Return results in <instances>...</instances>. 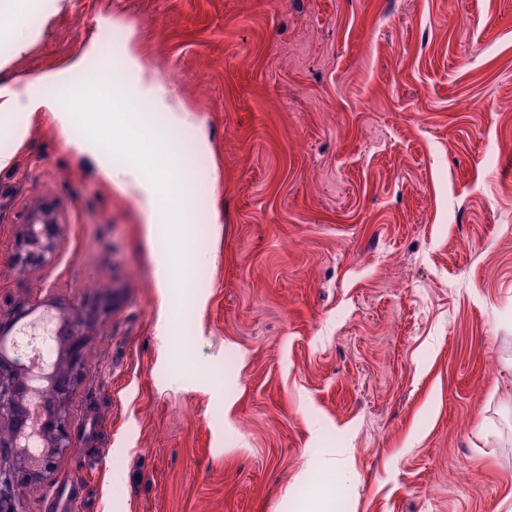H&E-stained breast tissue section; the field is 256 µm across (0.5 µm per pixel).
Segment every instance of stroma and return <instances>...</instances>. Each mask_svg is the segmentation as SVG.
I'll return each mask as SVG.
<instances>
[{
    "mask_svg": "<svg viewBox=\"0 0 512 512\" xmlns=\"http://www.w3.org/2000/svg\"><path fill=\"white\" fill-rule=\"evenodd\" d=\"M118 29L196 117L176 171L205 213L148 236L67 147L104 126L126 160L104 55L56 90L70 132L35 114L0 168V310L117 299L27 512H512V0H0V84ZM41 201L60 248L21 272ZM62 224L55 203L41 202L21 224L7 261L19 270L43 268L54 262L60 246Z\"/></svg>",
    "mask_w": 512,
    "mask_h": 512,
    "instance_id": "1",
    "label": "stroma"
}]
</instances>
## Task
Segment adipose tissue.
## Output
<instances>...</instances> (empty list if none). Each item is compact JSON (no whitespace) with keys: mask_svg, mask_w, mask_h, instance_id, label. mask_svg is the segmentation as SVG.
Listing matches in <instances>:
<instances>
[{"mask_svg":"<svg viewBox=\"0 0 512 512\" xmlns=\"http://www.w3.org/2000/svg\"><path fill=\"white\" fill-rule=\"evenodd\" d=\"M124 52L132 74V81L125 88L124 95L146 102L159 114L162 126L156 137L159 141H166L171 133L191 124L194 117L142 62L135 42H128ZM86 60V55L81 54L70 61L66 70L45 73L38 82L0 88V122L4 119L9 122L8 127L0 125V135H8L10 139L8 145H0V167L13 163V143L23 137L26 120L36 113H51L61 128L73 126V111L57 97L48 94L47 89L63 84L68 75L82 71ZM107 138V131L102 130L93 136L74 141L73 146L96 157L107 179L137 194L145 211L152 215L160 214L163 203L183 196V188L173 184L168 176L173 161L172 153L153 149L140 134L138 121L130 123L125 163H112L104 147Z\"/></svg>","mask_w":512,"mask_h":512,"instance_id":"ef3b65f1","label":"adipose tissue"}]
</instances>
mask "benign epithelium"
<instances>
[{"instance_id":"benign-epithelium-1","label":"benign epithelium","mask_w":512,"mask_h":512,"mask_svg":"<svg viewBox=\"0 0 512 512\" xmlns=\"http://www.w3.org/2000/svg\"><path fill=\"white\" fill-rule=\"evenodd\" d=\"M61 236L57 205L42 202L21 225L7 261L19 270L47 267L54 262ZM115 305L110 295L80 306L50 304L60 330L58 359L44 375L45 386L53 389L49 408L41 388L29 383L41 368L37 355L0 350V512H26L21 488L50 478L72 447L69 399L82 377L87 336ZM37 308L22 303L7 313L0 311V345Z\"/></svg>"}]
</instances>
